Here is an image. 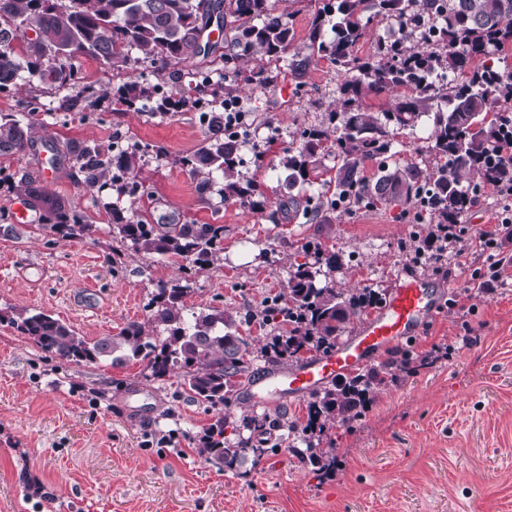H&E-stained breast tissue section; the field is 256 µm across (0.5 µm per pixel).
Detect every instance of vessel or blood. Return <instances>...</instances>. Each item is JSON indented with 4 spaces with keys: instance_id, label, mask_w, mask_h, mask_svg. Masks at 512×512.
<instances>
[{
    "instance_id": "b4317fda",
    "label": "vessel or blood",
    "mask_w": 512,
    "mask_h": 512,
    "mask_svg": "<svg viewBox=\"0 0 512 512\" xmlns=\"http://www.w3.org/2000/svg\"><path fill=\"white\" fill-rule=\"evenodd\" d=\"M442 291L412 274L389 288L381 307L363 319L330 352L254 377L241 393L245 405L271 408L306 397L369 364L377 355L415 336L439 311Z\"/></svg>"
}]
</instances>
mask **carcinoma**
<instances>
[{"label": "carcinoma", "instance_id": "obj_1", "mask_svg": "<svg viewBox=\"0 0 512 512\" xmlns=\"http://www.w3.org/2000/svg\"><path fill=\"white\" fill-rule=\"evenodd\" d=\"M224 20V41L202 42L210 17ZM26 18L38 33L28 50L41 57L54 54L44 67L31 73L41 81L63 87L73 70L63 61L78 57L98 59L117 71L128 68L131 53L160 72L195 58L201 87L221 86L226 73L239 74L255 57L278 62L294 46L292 14L279 11L271 0H0V90L14 84L22 69L12 46L15 22ZM380 18L397 27L393 38L379 36L372 52L356 50L369 36V25ZM307 43L294 52L288 68L306 72L327 59L341 79L336 109L328 124L305 127L299 145L280 156L291 185L318 190L320 200L300 202L294 197L279 204L283 214L302 215L310 223L326 220L323 207H399L423 214L433 224H454L471 202L464 183L477 177L488 185L512 183V161L495 145L512 141V123L487 119L489 113L512 112V71L505 50L512 45V0H336L318 8L306 34ZM447 77L453 83L445 84ZM407 90L402 96L399 89ZM118 99L150 105L153 112L173 111L174 94L161 95L156 85L127 81L117 88ZM391 96L388 107L372 112L362 99ZM210 136L197 151L174 159L196 180L200 194L218 193L223 200L254 209L262 195L256 180L241 177L239 150L224 135V102L212 98ZM423 116L432 117V130L424 151L436 164L422 169L415 163L382 165L379 174L366 175V164L388 157L397 131L413 128ZM332 141L335 176L319 178L322 146ZM29 146L22 120L0 114V155H16ZM66 154L72 168L90 185L112 174V191L127 194L122 178L139 168L141 148L115 151L112 147L72 146ZM110 232L126 249L172 261L184 260L202 269L221 260L224 225L174 224L157 230L143 219L124 215L117 203ZM43 229L71 240H83L95 225L76 211L53 203L43 218ZM315 262L293 265L288 288L260 312L274 322L264 337L261 357L276 364L300 361L315 350L327 352L346 324L372 308L369 291L347 296L333 285H319L325 275L317 267L321 245L307 243ZM186 285L159 282L147 308V324L130 322L114 336L89 340L65 322L44 312L20 310L8 319L16 331L42 351L75 364L136 361L158 379L177 367L192 397L210 407L224 405L248 374L251 343L241 335L239 322L222 310L186 315ZM388 365L342 379L310 394L306 427L288 430L286 439L301 441L304 461L318 470L336 466V449L323 448L322 437L335 423L355 418V400L363 399L382 382ZM266 415L244 419V427L259 436L281 427ZM230 435H225V432ZM265 449L242 437L226 416L215 419L198 439L196 454L205 463L235 470L247 460L257 462Z\"/></svg>", "mask_w": 512, "mask_h": 512}]
</instances>
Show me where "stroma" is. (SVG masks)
<instances>
[{"instance_id": "stroma-1", "label": "stroma", "mask_w": 512, "mask_h": 512, "mask_svg": "<svg viewBox=\"0 0 512 512\" xmlns=\"http://www.w3.org/2000/svg\"><path fill=\"white\" fill-rule=\"evenodd\" d=\"M72 67L68 86L43 85L25 72L0 91V114L38 115L30 148L0 156V314L43 311L81 335H114L128 322L146 321L157 282L184 278L189 310L239 317L287 288L294 254L309 241L336 253L327 278L346 292L383 293L419 271L406 252L422 222L400 208L334 210L324 224L272 221L288 194V174L278 164L283 150L297 146L303 127L327 124L339 96L328 60L302 77L287 61L269 64L272 76L261 87L243 73L235 79L246 108L276 130L274 144L261 141L241 153V174L262 185L257 210L201 196L193 178L171 163L199 148L208 132L191 62L159 75L142 61L121 73L85 58ZM124 79L159 84L189 106L159 116L119 104L115 88ZM88 82L95 85L92 98L60 109ZM420 123L397 132L393 163L429 164L422 146L431 127L428 118ZM120 135L152 148L137 174L146 194L123 196L121 208L151 224L223 225L220 265L185 275L163 257L117 253L105 209L111 191L86 187L64 156L53 178L44 177L50 144L106 147ZM26 176L44 200L85 215L96 226L93 235L73 241L42 230L38 208L32 223H14L15 186ZM480 191L477 205L460 217L473 235L493 230L506 205L495 187ZM476 266L470 254L452 261L449 273L419 272L450 299L471 285ZM454 336L476 342L435 364L394 370L360 419L328 431L337 454L332 472L283 445L231 472L202 463L195 446L215 417L238 423L249 415L239 398L208 409L190 399L179 372L153 380L139 363H68L0 323V512H512V281L493 297L442 309L401 348L417 355ZM133 389L146 400H128ZM163 436L169 446H148V438Z\"/></svg>"}]
</instances>
